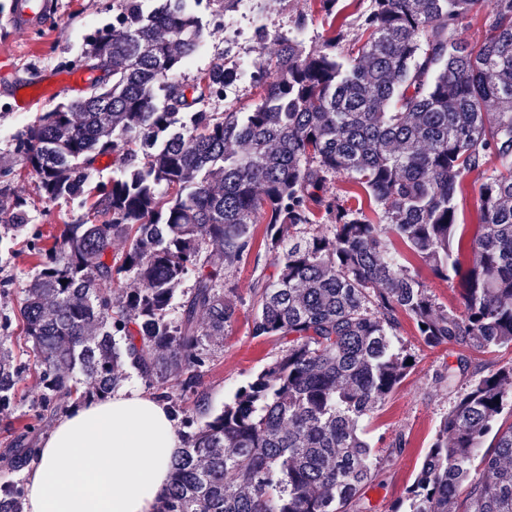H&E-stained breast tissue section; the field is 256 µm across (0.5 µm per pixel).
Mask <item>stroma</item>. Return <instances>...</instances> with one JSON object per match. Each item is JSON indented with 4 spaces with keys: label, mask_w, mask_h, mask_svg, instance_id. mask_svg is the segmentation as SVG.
<instances>
[{
    "label": "stroma",
    "mask_w": 512,
    "mask_h": 512,
    "mask_svg": "<svg viewBox=\"0 0 512 512\" xmlns=\"http://www.w3.org/2000/svg\"><path fill=\"white\" fill-rule=\"evenodd\" d=\"M55 11L38 32L13 34L0 28V158L14 156L18 135L42 114V106L26 112L9 111L5 103L14 88L33 83L45 74L58 71L61 62L79 58L94 33L110 25L117 0H56ZM203 20L202 38L207 46L196 53L176 75L177 81L192 84L212 67L236 65L246 60L249 66L273 59L279 36L302 29L306 48L321 45L329 34L340 39L344 55L355 56L364 38L361 24L369 12L371 0H339L335 19H327L319 0H256L263 19L262 28L247 29L244 36L225 40L218 23L236 17L237 9L225 8L222 0H187ZM17 175L10 191L0 194V203L10 204L13 192H21L28 201L33 226L44 234L56 233L64 224L86 219L88 212L77 202L46 201L38 190L37 174L17 165ZM253 249L227 275L228 287L234 288L241 303L235 320L223 341L213 346L203 376L204 405L194 397L182 400L183 408L198 418L223 409L225 402L250 378L270 363L281 345L273 337H256L251 332L253 310L250 302L255 281L269 272L270 257L265 249L264 227H250ZM416 274L428 294L448 309L460 310V285L454 279L434 275L419 260H411ZM34 272L33 260L25 246L13 244L8 259H0V282L7 284V295L0 296V318L18 310L24 288ZM399 344L414 356L413 366L403 383L383 407L365 417L361 423L379 462L377 476L365 496L373 512H390L394 502L402 499L420 469L424 455L438 429L442 416L455 396L454 389L439 380L449 362L462 350L458 347L426 348L410 320H403ZM42 387L35 376H28L19 387L12 411L0 414V482L23 478L20 470L11 469L4 454L33 422L39 411ZM404 441L402 450H394L395 441Z\"/></svg>",
    "instance_id": "35a3bbf8"
}]
</instances>
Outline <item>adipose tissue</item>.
Here are the masks:
<instances>
[{"instance_id":"1","label":"adipose tissue","mask_w":512,"mask_h":512,"mask_svg":"<svg viewBox=\"0 0 512 512\" xmlns=\"http://www.w3.org/2000/svg\"><path fill=\"white\" fill-rule=\"evenodd\" d=\"M181 449L164 401L118 392L66 413L26 472L27 512H156Z\"/></svg>"}]
</instances>
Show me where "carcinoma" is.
<instances>
[{
  "mask_svg": "<svg viewBox=\"0 0 512 512\" xmlns=\"http://www.w3.org/2000/svg\"><path fill=\"white\" fill-rule=\"evenodd\" d=\"M481 6L372 0L353 58L334 36L310 50L283 36L275 61L252 75L263 101L219 113L196 105L224 96L234 69L173 81L202 30L185 0L152 12L145 0H119L112 29L63 64L94 72L102 62L106 75L42 113L15 147L44 199L78 200L108 220L46 237L29 229L19 193L0 214V240L25 235L37 260L20 317L42 385L38 418L107 397L130 370L148 387L176 374L180 392L203 401L211 345L237 311L226 272L261 222L273 272L251 293L252 334L282 349L204 422L159 393L183 448L157 512H372L364 490L377 462L359 423L410 370L397 346L401 316L428 348L512 346V0H494L487 38L470 46L456 34ZM104 156L119 175L89 194L87 171ZM491 160L502 169L489 170ZM340 173L383 206L382 220L360 200L324 195ZM472 173L483 181L468 239L455 201ZM318 208L325 232L312 231ZM117 240L129 243L119 255ZM209 243L221 261L201 259ZM410 256L459 280L463 313L427 293ZM130 274L135 286L112 294ZM27 373L1 340L0 413ZM440 379L465 387L391 512H512V425H497L512 412V362L484 374L461 356ZM36 453L21 446L9 464L20 470ZM24 499L23 484H0V512H23Z\"/></svg>",
  "mask_w": 512,
  "mask_h": 512,
  "instance_id": "carcinoma-1",
  "label": "carcinoma"
}]
</instances>
